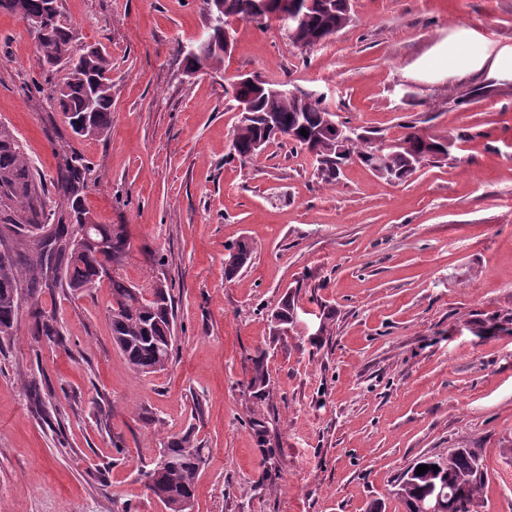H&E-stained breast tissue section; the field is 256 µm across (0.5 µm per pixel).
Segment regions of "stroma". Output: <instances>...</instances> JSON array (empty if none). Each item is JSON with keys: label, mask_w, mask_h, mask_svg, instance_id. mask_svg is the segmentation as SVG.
Masks as SVG:
<instances>
[{"label": "stroma", "mask_w": 512, "mask_h": 512, "mask_svg": "<svg viewBox=\"0 0 512 512\" xmlns=\"http://www.w3.org/2000/svg\"><path fill=\"white\" fill-rule=\"evenodd\" d=\"M75 51L112 56V127L78 141L85 205L126 225L122 273L173 285L174 353L135 375L100 285L45 294L66 337L20 310L0 344V512H164L140 472L193 431L209 458L192 512H405L395 479L420 458L482 449L480 512H512V0H351V22L298 50L277 21L232 20L221 69L186 72L202 0H59ZM324 96L384 140L453 137L454 157L393 183L354 162L335 187L302 150L230 158L241 75ZM23 21L0 12V123L52 179L71 132ZM254 259L224 278L239 242ZM287 292L304 327L273 336ZM326 331H319L320 321ZM269 351L266 442L250 425L251 359ZM38 381L53 409L29 398Z\"/></svg>", "instance_id": "1"}]
</instances>
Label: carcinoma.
<instances>
[{
	"label": "carcinoma",
	"mask_w": 512,
	"mask_h": 512,
	"mask_svg": "<svg viewBox=\"0 0 512 512\" xmlns=\"http://www.w3.org/2000/svg\"><path fill=\"white\" fill-rule=\"evenodd\" d=\"M54 0H4L5 10L23 20L43 17L41 34L36 42L37 63L46 71L61 69L65 77L52 101L62 112L77 140L104 137L112 126V80L105 73L112 71V58L105 50L89 46L74 53V31L61 24L60 13L54 11ZM345 0H336V12L313 10L296 23L295 34L286 36L290 44L303 41L309 47L329 40L349 24ZM198 54L185 61V69L195 72L202 68L218 69L224 64V54L212 47L197 46ZM308 100H280L277 115L283 132L295 121L297 111H303L301 127L308 131L306 140L316 144L320 157L318 176L326 185H333L342 168L357 157L366 167L390 180L401 181L420 165L443 160L448 153V138L422 135L408 131L398 138L399 149L385 151L380 166L373 165L378 145L372 138L346 121L339 128L328 125L336 114L328 111L321 98L308 92ZM270 103L257 99V117L249 124L236 126L229 155L242 163L253 145L266 138L267 110ZM56 149L61 152L56 177L45 184L34 172L30 158L13 130L0 124V326L15 325L21 303L29 305L32 334L57 344H66L64 333L55 320L40 309L44 294L80 292L108 282L111 299L108 318L112 340L124 355L129 368L136 374H151L166 369L172 355L169 344V318L174 316L172 287L156 279L148 289L132 292L133 283L118 271L102 279L97 268L104 264L124 265L130 250L127 226L99 224L84 205L91 167L69 140ZM85 224L95 227V242L80 250L72 240ZM253 248L241 242L235 260L225 274L237 275L253 259ZM296 312L295 300L284 294L270 313L272 330L287 328ZM267 351L259 350L251 358L252 368L246 389L256 405L270 396L271 380L266 367ZM161 449L176 458L173 467L157 470V464L142 471L148 492L163 495L167 512H184L182 504L194 501L196 478L207 457L193 433L167 436ZM428 465L425 473L416 474L412 466L395 480V497L413 512L416 503L435 496L444 482L456 487L457 495L448 512H478L479 499L487 480L482 453L477 448H456L446 457H424L417 461ZM437 469H432V466Z\"/></svg>",
	"instance_id": "1"
}]
</instances>
